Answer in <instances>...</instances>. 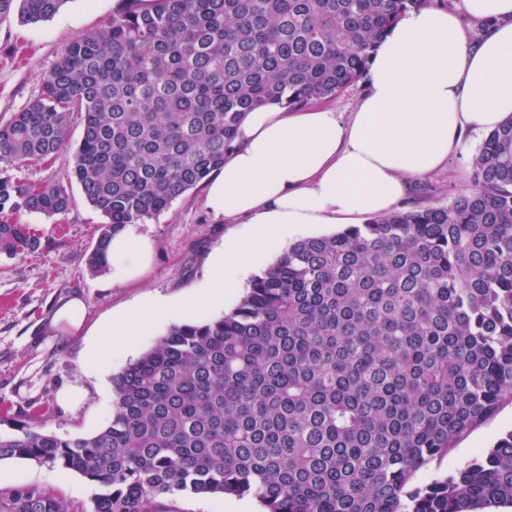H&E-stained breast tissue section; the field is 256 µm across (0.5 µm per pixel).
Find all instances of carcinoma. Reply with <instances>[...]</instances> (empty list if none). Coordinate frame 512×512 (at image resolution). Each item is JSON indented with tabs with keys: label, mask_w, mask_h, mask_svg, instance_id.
Here are the masks:
<instances>
[{
	"label": "carcinoma",
	"mask_w": 512,
	"mask_h": 512,
	"mask_svg": "<svg viewBox=\"0 0 512 512\" xmlns=\"http://www.w3.org/2000/svg\"><path fill=\"white\" fill-rule=\"evenodd\" d=\"M67 0H0L52 19ZM125 0L68 43L0 123V160L35 169L82 133L73 175L112 237L224 166L243 115L355 85L386 31L430 0ZM72 204L60 181L0 175V255L37 253L18 222ZM512 400V118L446 205L299 239L228 313L171 327L112 377V417L64 438L19 422L0 461L80 474L92 512H166L180 493L262 512H489L512 507V430L454 471L418 472ZM0 512H70L52 487L0 489Z\"/></svg>",
	"instance_id": "obj_1"
}]
</instances>
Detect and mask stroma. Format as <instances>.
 Wrapping results in <instances>:
<instances>
[{
  "instance_id": "obj_1",
  "label": "stroma",
  "mask_w": 512,
  "mask_h": 512,
  "mask_svg": "<svg viewBox=\"0 0 512 512\" xmlns=\"http://www.w3.org/2000/svg\"><path fill=\"white\" fill-rule=\"evenodd\" d=\"M116 0H68L47 22L21 23L17 16L0 21V121L22 110L38 93L41 77L52 68L66 43L101 27L115 13ZM485 138L469 134L448 156L445 166L412 180L404 208L446 204L472 185V160ZM71 151H63L37 171L0 161V170L19 178L69 183L73 198L62 215L45 218L24 214L22 223L42 238L38 253L9 258L0 255V433L10 432L14 420L27 419L44 406L48 415L38 425L61 437H85L104 426L112 414V376L127 362L149 349L173 325L160 318L152 333L139 337L132 348L115 347L98 373L83 370L80 360L88 343L96 340L112 315L133 309L146 297L169 302L194 298L211 277L209 259L225 241L239 232L205 204V189L197 187L178 197L159 217L137 225L138 234L153 244L151 262L137 279L114 283L107 272L92 271L88 255L99 235L102 216L70 180ZM84 300L81 329L52 323L65 299ZM86 391L78 406L63 407L59 392L67 387ZM512 429V401L506 400L482 425L460 439L417 483L447 474L480 449L490 447ZM18 485L58 488L72 512H90L94 487L81 475L28 460L0 461V489ZM169 512H239L253 498H223L183 494L165 502Z\"/></svg>"
}]
</instances>
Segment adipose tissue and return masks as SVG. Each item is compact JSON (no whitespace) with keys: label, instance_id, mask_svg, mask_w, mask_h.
<instances>
[{"label":"adipose tissue","instance_id":"adipose-tissue-1","mask_svg":"<svg viewBox=\"0 0 512 512\" xmlns=\"http://www.w3.org/2000/svg\"><path fill=\"white\" fill-rule=\"evenodd\" d=\"M463 7L472 21L493 23L478 41L443 9L410 11L389 29L349 120L325 105L269 103L247 112L207 187L209 208L243 227L211 258L207 304H223L240 286L238 270L273 243L391 212L411 179L440 169L466 132L491 131L512 117V0H463ZM149 259L144 237L118 233L109 247L112 281L138 277ZM182 311L155 301L149 312L113 317L107 338L86 349L84 367L110 357V337L149 333L150 314Z\"/></svg>","mask_w":512,"mask_h":512}]
</instances>
